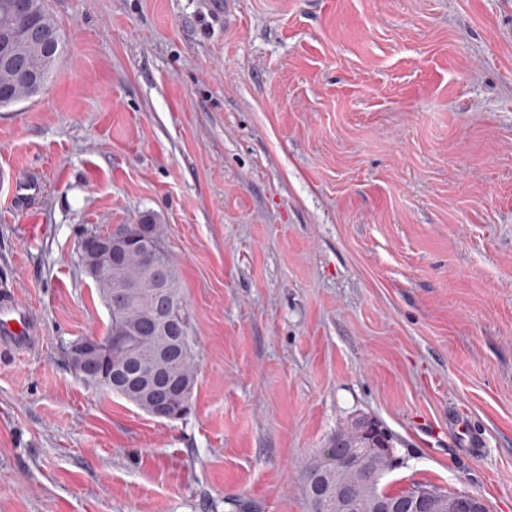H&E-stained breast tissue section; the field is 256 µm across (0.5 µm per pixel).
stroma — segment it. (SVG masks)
Returning a JSON list of instances; mask_svg holds the SVG:
<instances>
[{"instance_id": "1", "label": "stroma", "mask_w": 512, "mask_h": 512, "mask_svg": "<svg viewBox=\"0 0 512 512\" xmlns=\"http://www.w3.org/2000/svg\"><path fill=\"white\" fill-rule=\"evenodd\" d=\"M38 96L0 108V512H312L368 415L382 480L512 512V0H49ZM153 216L196 339L191 410L84 384L108 312L83 229ZM40 340L37 328L14 293L4 290L0 303V350L28 351Z\"/></svg>"}]
</instances>
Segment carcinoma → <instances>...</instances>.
I'll list each match as a JSON object with an SVG mask.
<instances>
[{"instance_id":"carcinoma-1","label":"carcinoma","mask_w":512,"mask_h":512,"mask_svg":"<svg viewBox=\"0 0 512 512\" xmlns=\"http://www.w3.org/2000/svg\"><path fill=\"white\" fill-rule=\"evenodd\" d=\"M31 20L40 28L43 35L41 41H24L16 45V55L22 68L38 74L47 68L54 69L58 59L47 55L45 40L62 38L61 30L50 13L47 0H0V34L10 33V27ZM0 87H6L13 97L0 105L8 107L26 101L34 96L26 86L16 84L15 72L0 67ZM124 235L148 234L155 240L161 239L159 226L152 217L144 218L139 224H127L120 229ZM155 263L143 252L130 247L125 255L116 260L110 259L103 270V275L94 280L98 295L103 289L121 285L135 286V294L122 296L112 302H103L108 311L109 322L100 340L109 342L125 327L139 330L137 345V371L143 375L161 374L169 379L178 380L189 390H194L197 381L195 361V341L189 334L186 315H181L180 323L167 325L159 330L151 322L152 308L156 289L153 288L156 272ZM359 443L355 432L343 426L336 431L329 446L321 449L312 463L306 467L305 495L310 501L313 512H338L336 501L328 500L317 503L311 494L310 484L312 471L322 470L339 473L341 482L361 502L370 499L383 500L390 503L400 502L417 490H427L440 498H447L448 492L430 484L412 482L408 486L389 491L381 485V479L394 465L395 456L384 452L376 453L362 465L340 466L336 455L341 452L340 444Z\"/></svg>"}]
</instances>
